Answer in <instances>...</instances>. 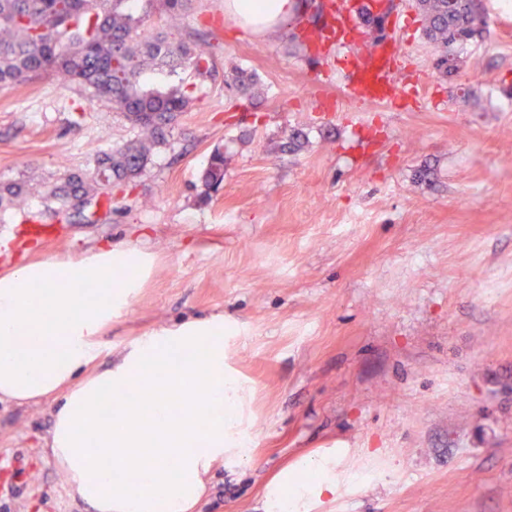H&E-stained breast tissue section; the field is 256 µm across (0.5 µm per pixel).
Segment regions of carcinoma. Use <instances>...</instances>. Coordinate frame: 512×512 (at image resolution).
Wrapping results in <instances>:
<instances>
[{
	"label": "carcinoma",
	"instance_id": "carcinoma-1",
	"mask_svg": "<svg viewBox=\"0 0 512 512\" xmlns=\"http://www.w3.org/2000/svg\"><path fill=\"white\" fill-rule=\"evenodd\" d=\"M177 21L193 0H146ZM424 35L433 44L434 68L449 76L453 47L487 28L483 0H416ZM140 0H0V86L50 74L76 82L125 113L139 129L137 139L112 150L91 180L73 174L48 190L58 209L93 221L96 209L112 203V181L137 176L164 139L165 129L193 103L179 72H195L210 63L212 45L175 39L165 30L148 29ZM253 75L237 73L233 87L253 98ZM205 195L224 182V151L215 150L202 176ZM28 205L25 190H0V207Z\"/></svg>",
	"mask_w": 512,
	"mask_h": 512
}]
</instances>
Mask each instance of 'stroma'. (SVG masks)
<instances>
[{
	"mask_svg": "<svg viewBox=\"0 0 512 512\" xmlns=\"http://www.w3.org/2000/svg\"><path fill=\"white\" fill-rule=\"evenodd\" d=\"M395 2L386 34L427 105L356 116L323 109L346 82L336 52L291 39L313 0L266 37L224 0H196L175 26L151 12L148 27L212 44L211 74L183 72L197 101L92 224L59 215L43 187L96 177L137 127L46 75L0 88V188L30 192L0 215V274L103 240L152 258L87 375L154 330L224 319L248 455L211 471L195 512H265L277 475L323 456L336 492L299 512H512V0H484L489 26L455 47L447 78L418 9ZM321 69L333 87L313 83ZM237 70L256 77L255 102L229 89ZM295 129L302 148L280 152ZM217 148L224 182L204 203ZM57 401L0 402V512H92L44 450Z\"/></svg>",
	"mask_w": 512,
	"mask_h": 512,
	"instance_id": "stroma-1",
	"label": "stroma"
}]
</instances>
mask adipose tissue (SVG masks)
<instances>
[{"label":"adipose tissue","mask_w":512,"mask_h":512,"mask_svg":"<svg viewBox=\"0 0 512 512\" xmlns=\"http://www.w3.org/2000/svg\"><path fill=\"white\" fill-rule=\"evenodd\" d=\"M294 9L295 0H224L225 14L266 35ZM148 264L140 249L103 242L78 260L21 262L0 275V400L59 394L47 446L95 512H192L235 417L220 319L156 330L117 367L83 377L101 353V327L127 306ZM144 389L148 402L130 408L129 394ZM101 398L112 421L99 415ZM334 489L330 467L318 461L296 487L280 474L266 507Z\"/></svg>","instance_id":"ef3b65f1"}]
</instances>
